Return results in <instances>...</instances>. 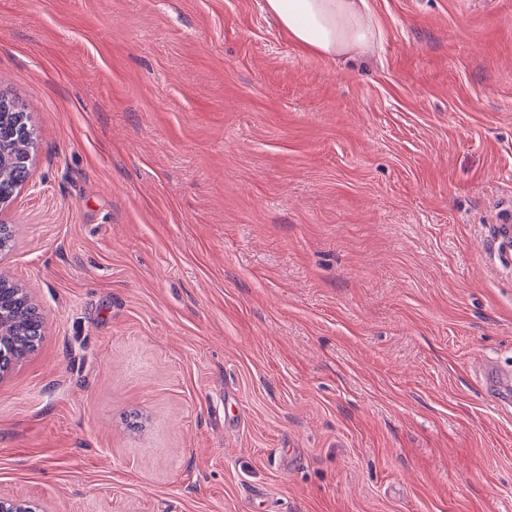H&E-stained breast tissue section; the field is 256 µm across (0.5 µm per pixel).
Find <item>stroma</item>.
Segmentation results:
<instances>
[{
  "label": "stroma",
  "instance_id": "1",
  "mask_svg": "<svg viewBox=\"0 0 512 512\" xmlns=\"http://www.w3.org/2000/svg\"><path fill=\"white\" fill-rule=\"evenodd\" d=\"M262 4L0 0V275L45 316L0 496L512 512V0H366L333 60ZM35 140L29 113L0 94V203L8 202L25 180Z\"/></svg>",
  "mask_w": 512,
  "mask_h": 512
}]
</instances>
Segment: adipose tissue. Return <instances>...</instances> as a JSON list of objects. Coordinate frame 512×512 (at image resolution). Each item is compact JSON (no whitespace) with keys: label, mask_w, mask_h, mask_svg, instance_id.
<instances>
[{"label":"adipose tissue","mask_w":512,"mask_h":512,"mask_svg":"<svg viewBox=\"0 0 512 512\" xmlns=\"http://www.w3.org/2000/svg\"><path fill=\"white\" fill-rule=\"evenodd\" d=\"M294 42L334 58L368 48L376 30L364 15L365 0H264Z\"/></svg>","instance_id":"ef3b65f1"}]
</instances>
